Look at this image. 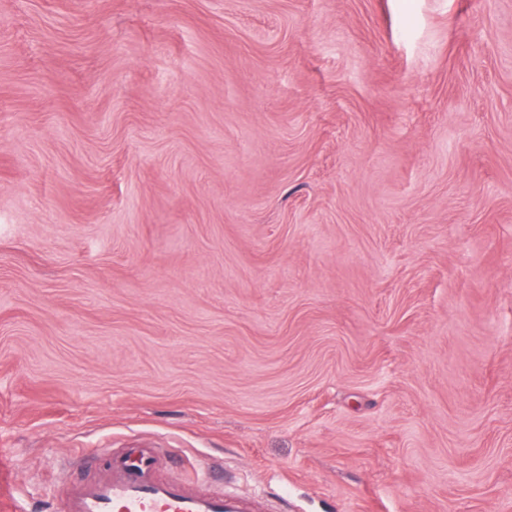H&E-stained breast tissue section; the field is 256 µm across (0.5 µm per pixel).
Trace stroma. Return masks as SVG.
<instances>
[{"mask_svg":"<svg viewBox=\"0 0 512 512\" xmlns=\"http://www.w3.org/2000/svg\"><path fill=\"white\" fill-rule=\"evenodd\" d=\"M131 447L512 512V0H0V512Z\"/></svg>","mask_w":512,"mask_h":512,"instance_id":"1","label":"stroma"}]
</instances>
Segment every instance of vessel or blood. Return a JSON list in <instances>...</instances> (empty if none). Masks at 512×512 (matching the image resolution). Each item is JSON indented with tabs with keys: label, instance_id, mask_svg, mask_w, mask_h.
Returning <instances> with one entry per match:
<instances>
[{
	"label": "vessel or blood",
	"instance_id": "b4317fda",
	"mask_svg": "<svg viewBox=\"0 0 512 512\" xmlns=\"http://www.w3.org/2000/svg\"><path fill=\"white\" fill-rule=\"evenodd\" d=\"M162 464L158 448L113 451L102 477L63 485L61 512H259L256 502L165 478Z\"/></svg>",
	"mask_w": 512,
	"mask_h": 512
}]
</instances>
